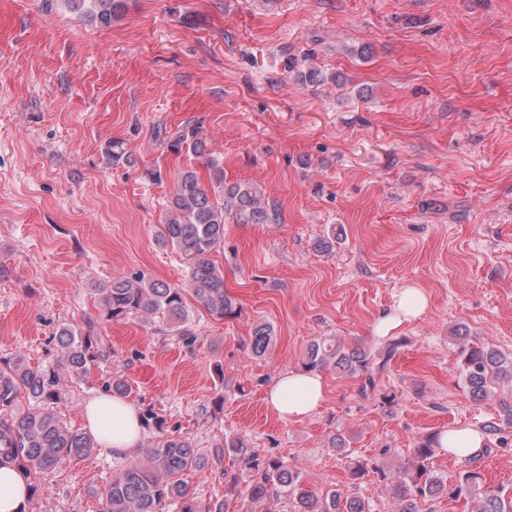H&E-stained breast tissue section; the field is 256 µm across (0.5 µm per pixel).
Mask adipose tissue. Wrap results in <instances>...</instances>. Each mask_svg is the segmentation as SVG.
<instances>
[{
  "label": "adipose tissue",
  "instance_id": "adipose-tissue-1",
  "mask_svg": "<svg viewBox=\"0 0 512 512\" xmlns=\"http://www.w3.org/2000/svg\"><path fill=\"white\" fill-rule=\"evenodd\" d=\"M427 308L428 299L422 289L408 286L401 290L393 309L377 320L374 332L380 337L389 336L405 323L422 317ZM324 400L323 376L297 370L281 373L266 395L269 408L283 421L309 417ZM83 416L89 432L118 458L132 455L146 432L135 402L103 391L86 399ZM28 503L27 480L9 459L0 460V512H28Z\"/></svg>",
  "mask_w": 512,
  "mask_h": 512
}]
</instances>
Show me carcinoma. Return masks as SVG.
<instances>
[{
	"label": "carcinoma",
	"instance_id": "obj_1",
	"mask_svg": "<svg viewBox=\"0 0 512 512\" xmlns=\"http://www.w3.org/2000/svg\"><path fill=\"white\" fill-rule=\"evenodd\" d=\"M62 2L79 19L101 27L112 25V19L126 7L125 0ZM168 147L177 155L184 152L199 156L204 151L200 131L194 127L179 131ZM228 215L247 224L273 221V214L254 188L224 184V170L219 165L210 164L206 185L195 169L180 171L169 216L158 230L157 242L171 245L189 261L188 284L183 288L142 277L115 276L110 283L95 289L103 317L109 321L161 314L171 330L191 339L190 325L196 308L215 320L233 315L235 306L224 289V272L208 259L210 252L224 242ZM456 339L463 382L472 400L481 402L493 397L491 384L495 381L512 384V353L474 342L461 332ZM273 341V326L259 322L252 330L249 352L262 357L270 351ZM58 343L61 365L78 383L88 380L92 368L110 351L107 337L101 335L93 320L62 329ZM373 359L368 347L345 346L321 338L307 345L301 366L311 372L332 369L352 378L363 376L369 382ZM23 398L28 401L25 409L20 405ZM62 400L58 372L32 368L21 360L0 365V455L10 458L28 479L95 452V439L88 432L65 424L54 411ZM499 407V418L483 425V431L503 440L512 434V401L501 399ZM439 438L436 433L419 441L395 472L379 459L370 463L352 460L350 475L359 480L372 472L386 481L396 504L395 512H431L426 504L445 497L474 499L471 512H512V488L486 485L477 465L490 449L484 447L466 459L465 469L456 484L450 486L433 465ZM226 453L247 475L242 489L238 488L237 476L229 477L224 470ZM205 469L222 479L229 478L227 491L242 500V512H276L274 505L283 497L291 499L293 512H373V505L363 497L336 489L311 488L287 460L261 453L242 437L203 455L179 436L166 437L144 449L141 456L126 461L99 493L98 512H228V499L204 502L183 479L188 471Z\"/></svg>",
	"mask_w": 512,
	"mask_h": 512
}]
</instances>
